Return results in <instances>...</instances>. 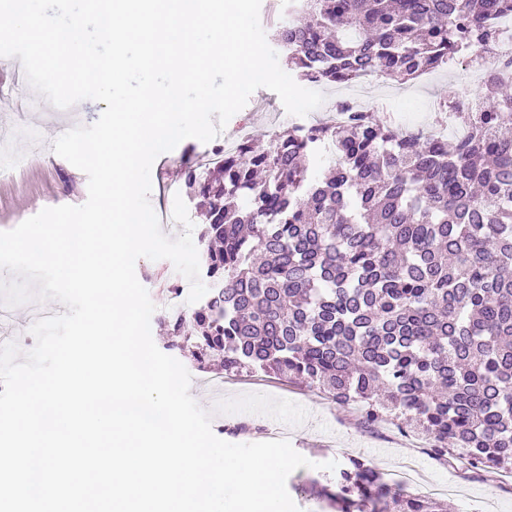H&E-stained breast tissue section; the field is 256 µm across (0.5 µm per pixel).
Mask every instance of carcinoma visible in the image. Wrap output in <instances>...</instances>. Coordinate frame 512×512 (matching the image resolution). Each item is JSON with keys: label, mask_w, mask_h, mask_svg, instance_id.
Instances as JSON below:
<instances>
[{"label": "carcinoma", "mask_w": 512, "mask_h": 512, "mask_svg": "<svg viewBox=\"0 0 512 512\" xmlns=\"http://www.w3.org/2000/svg\"><path fill=\"white\" fill-rule=\"evenodd\" d=\"M273 39L310 84L405 83L487 53L512 0H295ZM490 127L451 150L373 115L293 127L183 173L207 243L206 303L170 320L198 368L260 369L356 405L376 429L412 414L435 459L512 474V83L485 78ZM335 159L322 172L324 141ZM340 512H448L349 459Z\"/></svg>", "instance_id": "1"}]
</instances>
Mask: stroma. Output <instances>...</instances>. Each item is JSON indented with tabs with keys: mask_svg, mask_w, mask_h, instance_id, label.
<instances>
[{
	"mask_svg": "<svg viewBox=\"0 0 512 512\" xmlns=\"http://www.w3.org/2000/svg\"><path fill=\"white\" fill-rule=\"evenodd\" d=\"M391 85V80L376 78L372 88L379 103L375 117L415 132L426 131L434 104L465 95L488 94L480 75L464 71L458 63L407 83L395 94L390 91ZM32 93V88L15 87L9 107L0 111V139L9 140L14 151L28 161L13 176L0 178V232L14 229L43 208L79 206L88 197L84 172L58 155L39 157L31 140L16 136L14 129L21 124L30 126L37 138L45 142L54 137L56 126L70 122L93 124L105 110V103L84 100L64 111L45 100L38 109L30 111L26 102ZM301 122V117L286 112L277 94L260 88L230 119L223 134L229 137L238 126H250L254 144L263 148L273 133L287 131ZM216 147V142L204 144L190 138L157 157L151 169L149 195L154 211L172 208L182 185L177 171L183 161ZM135 273L156 306L150 321L152 338L160 351L170 352L191 369L194 380L190 393L201 408L211 412L214 434L231 443L286 439L310 460V467L292 472L286 481L287 491L300 512H337L327 498L336 489L337 473L325 470L324 465L333 461L342 466L352 457L372 462L383 473L411 460L427 480L456 482L462 492L448 496V512H472L481 504L486 512H512V481L507 480L504 472L490 469L474 477L450 468L428 455L425 437L420 432H401L394 423L375 430L364 428L356 407L338 406L319 390L293 378L260 371L226 374L217 369L209 373L197 370L193 345H185L181 350L168 347L170 286L179 280V273L168 260L146 258L137 260Z\"/></svg>",
	"mask_w": 512,
	"mask_h": 512,
	"instance_id": "35a3bbf8",
	"label": "stroma"
}]
</instances>
